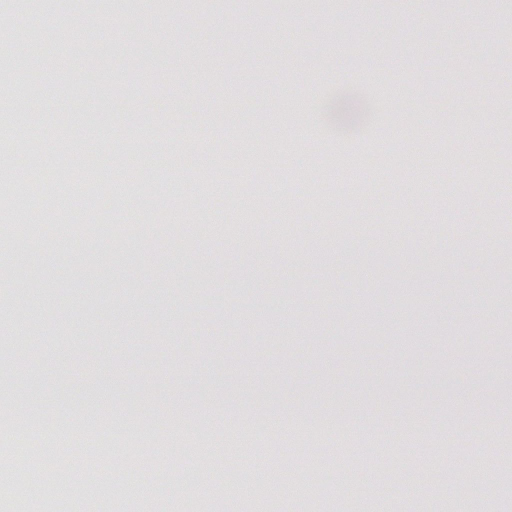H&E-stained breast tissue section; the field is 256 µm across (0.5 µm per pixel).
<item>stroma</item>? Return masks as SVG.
I'll list each match as a JSON object with an SVG mask.
<instances>
[{
  "instance_id": "35a3bbf8",
  "label": "stroma",
  "mask_w": 512,
  "mask_h": 512,
  "mask_svg": "<svg viewBox=\"0 0 512 512\" xmlns=\"http://www.w3.org/2000/svg\"><path fill=\"white\" fill-rule=\"evenodd\" d=\"M48 0L37 25L51 43L30 78L45 108L20 97L0 111V152L34 127L42 151L25 156L6 196L39 187V236L19 233L0 197V395L34 407L46 432L96 436L66 449L19 431L0 451L1 486L23 512L27 471L69 472L71 503L101 496L107 512L145 500L190 512H463L477 482L512 481V193L502 177L475 179L484 159L512 166V0H165L162 10L102 0L95 17L68 18ZM152 14L139 55L128 44ZM87 43L75 62L69 39ZM358 49H351V41ZM266 95L250 94L253 78ZM71 95L58 92L60 84ZM353 90L374 125L346 154L307 132L323 96ZM296 102L284 112V98ZM472 112L488 114L480 134ZM288 128L289 137L279 134ZM66 130L74 161L89 146L109 171L103 202L77 197L56 215ZM154 147L136 181L120 164L131 132ZM278 144L286 160L255 175L240 142ZM178 165H171V157ZM359 171L337 179L338 162ZM215 189L194 196L197 183ZM481 211L457 195L473 185ZM249 220L237 212L255 196ZM499 227L484 232L486 224ZM436 232L423 237L420 225ZM174 225L190 231L164 252L141 247ZM401 239L390 251L387 240ZM481 252L492 271L471 260ZM37 284L20 293L16 277ZM258 408L278 424L210 426L224 405ZM358 404L368 419L341 434L305 436L289 409ZM196 411L195 441L177 435V406ZM503 424L485 438L474 418ZM404 418L388 424L390 415ZM138 451L129 466L125 449ZM279 475L302 494L240 500L243 484ZM208 483L209 500L194 499Z\"/></svg>"
}]
</instances>
